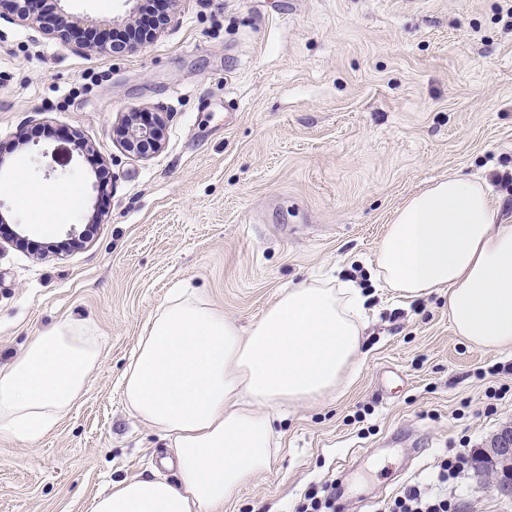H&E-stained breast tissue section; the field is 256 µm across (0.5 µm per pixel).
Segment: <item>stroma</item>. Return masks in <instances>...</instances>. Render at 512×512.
I'll return each mask as SVG.
<instances>
[{
	"instance_id": "1",
	"label": "stroma",
	"mask_w": 512,
	"mask_h": 512,
	"mask_svg": "<svg viewBox=\"0 0 512 512\" xmlns=\"http://www.w3.org/2000/svg\"><path fill=\"white\" fill-rule=\"evenodd\" d=\"M62 6L86 31L53 38L0 11V181L77 187V214L102 221L75 249L66 225L30 226L0 196L7 224L30 227L24 247L0 234V363L70 316L94 325L101 359L50 432L0 438V512H87L112 481L174 479L120 380L176 290L244 332L305 280L376 291L355 381L284 411L270 468L224 512H291L332 480L336 512H374L450 446L512 425V351L455 336L446 292L400 306L371 278L397 209L448 174L489 181L512 224V185L494 180L512 172V0H175L153 39L113 54L76 45L124 29L131 0ZM131 111L165 120L149 158L120 143ZM492 482L473 468L449 483L456 512H512Z\"/></svg>"
}]
</instances>
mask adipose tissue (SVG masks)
I'll use <instances>...</instances> for the list:
<instances>
[{
    "instance_id": "adipose-tissue-1",
    "label": "adipose tissue",
    "mask_w": 512,
    "mask_h": 512,
    "mask_svg": "<svg viewBox=\"0 0 512 512\" xmlns=\"http://www.w3.org/2000/svg\"><path fill=\"white\" fill-rule=\"evenodd\" d=\"M33 223L70 222L76 191L25 176L0 188ZM376 277L404 302L443 290L454 334L472 348L512 347V224L491 188L459 174L411 197L376 251ZM368 294L350 281L284 289L240 334L196 294L157 307L123 373L125 405L172 443L175 480L113 482L88 512H222L245 480L269 468L278 410L332 395L359 369ZM100 359L93 327L66 320L0 364V436L49 432L86 393Z\"/></svg>"
}]
</instances>
